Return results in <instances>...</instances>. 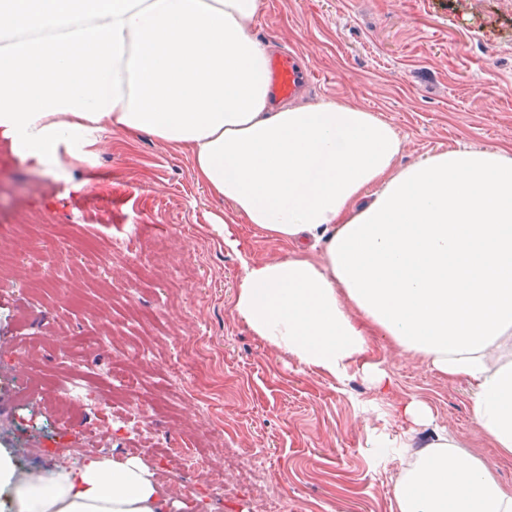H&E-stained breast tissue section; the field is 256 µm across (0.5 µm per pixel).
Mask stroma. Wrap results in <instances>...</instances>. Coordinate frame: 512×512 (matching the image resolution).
Listing matches in <instances>:
<instances>
[{"instance_id":"stroma-1","label":"stroma","mask_w":512,"mask_h":512,"mask_svg":"<svg viewBox=\"0 0 512 512\" xmlns=\"http://www.w3.org/2000/svg\"><path fill=\"white\" fill-rule=\"evenodd\" d=\"M253 33L298 48L315 84L306 101H348L404 138L401 164L461 146L512 148V0H266ZM107 147L63 176L21 161L0 138V448L17 464L69 462V449L168 471L181 494L213 498L190 461L243 449L256 485L225 475L221 512H390L396 455L374 442L408 433L393 400L427 402L474 450L484 444L465 385L373 337L392 398L360 377L306 371L253 336L234 310L242 256L224 244L238 222L193 173L188 151L154 137L106 133ZM47 277L33 280L31 269ZM36 349L35 377L16 356ZM125 361L136 380L82 410L50 403L63 383H106ZM141 432L122 430L123 420ZM195 440L180 455L167 443Z\"/></svg>"}]
</instances>
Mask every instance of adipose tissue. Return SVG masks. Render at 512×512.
<instances>
[{
  "label": "adipose tissue",
  "instance_id": "adipose-tissue-1",
  "mask_svg": "<svg viewBox=\"0 0 512 512\" xmlns=\"http://www.w3.org/2000/svg\"><path fill=\"white\" fill-rule=\"evenodd\" d=\"M264 0H0V136L47 171L112 130L188 150L243 223L288 243L243 259L234 309L322 376L379 396L384 336L472 392L486 447L512 461V150L441 151L400 165L403 139L348 102H274L252 35ZM394 512H512L484 455L402 401ZM138 458L90 455L23 475L0 451V512H168Z\"/></svg>",
  "mask_w": 512,
  "mask_h": 512
}]
</instances>
